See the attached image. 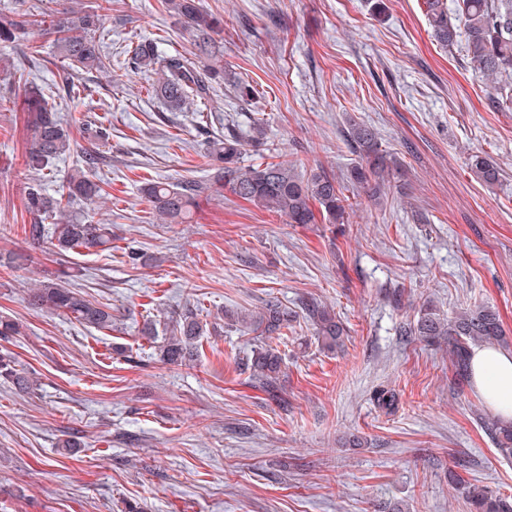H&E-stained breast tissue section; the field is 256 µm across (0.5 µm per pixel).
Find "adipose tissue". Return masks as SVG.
<instances>
[{"label":"adipose tissue","instance_id":"1","mask_svg":"<svg viewBox=\"0 0 512 512\" xmlns=\"http://www.w3.org/2000/svg\"><path fill=\"white\" fill-rule=\"evenodd\" d=\"M471 382L486 405L505 422H512V350L474 347L470 355Z\"/></svg>","mask_w":512,"mask_h":512}]
</instances>
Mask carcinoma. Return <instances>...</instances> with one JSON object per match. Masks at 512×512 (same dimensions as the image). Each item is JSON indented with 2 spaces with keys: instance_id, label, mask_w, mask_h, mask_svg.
Segmentation results:
<instances>
[{
  "instance_id": "carcinoma-1",
  "label": "carcinoma",
  "mask_w": 512,
  "mask_h": 512,
  "mask_svg": "<svg viewBox=\"0 0 512 512\" xmlns=\"http://www.w3.org/2000/svg\"><path fill=\"white\" fill-rule=\"evenodd\" d=\"M429 26L437 42L452 47L458 42L462 19L465 26V50L486 81L494 84L489 95L494 108L512 109V0H457L455 13H450L448 0H424ZM26 0H15L13 7L0 10V45L10 48L21 41L31 26L44 27L55 35L58 57L87 73H112V55L103 49L96 33L102 29L104 7L86 9L72 7L59 11L49 19H35L25 8ZM166 9L178 16L193 45V57L181 54L161 56L148 40L139 41L128 51L127 65L158 75L153 91L167 109L179 111L195 103L211 99L215 86L226 84L241 101L255 97V87L237 72L224 66V44L218 39L224 33V19L198 4V0H164ZM22 111L31 132L26 165L36 172L50 168L60 156L71 152L73 139L61 117L48 105L39 88H30ZM347 142L358 153L361 162L338 177L323 169H305L300 160L242 164L244 142L235 132L207 141L205 158L215 170L214 179L232 194L258 208L273 212L288 224H313L322 218L330 224H343L357 206L360 191L373 178L384 177L386 155L379 146L378 132L363 122H353ZM85 164L75 169L63 182L60 197L51 198L32 187L26 196V209L32 217L29 236L46 249L64 255L76 248H112V225L87 223L81 218L62 213L61 202L91 205L103 197V188L92 176L97 161L94 152L84 155ZM468 167L485 185L499 181L500 168L487 155H470ZM200 191L196 182L171 183L152 181L141 188L164 224H183L195 206ZM53 219L52 225L45 224ZM68 270L48 277L29 289L28 304L36 309L51 310L74 318L94 328L112 327V308L102 305L72 284ZM306 317L323 349L338 352L345 346L346 328L328 306L312 299L303 303ZM294 315L282 303L271 300L257 311L237 314L235 324L256 336L258 344L250 358L251 381L266 392L281 389L282 355L274 341L285 335ZM169 336L160 350L162 360L183 363L194 357L199 339L205 335L204 325L192 313L167 322ZM409 335L431 345L446 344L458 385L469 378V355L474 346L507 344L499 313L495 308L473 305L451 316L441 313L431 303L424 304L410 323ZM0 377L21 391L33 386V380L15 369V359L0 356ZM378 406L390 412L397 399L393 390L375 392ZM483 426L499 454L512 460V423L485 418ZM472 512H512V494L505 495L490 487H473L466 491Z\"/></svg>"
}]
</instances>
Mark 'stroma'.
Here are the masks:
<instances>
[{
  "mask_svg": "<svg viewBox=\"0 0 512 512\" xmlns=\"http://www.w3.org/2000/svg\"><path fill=\"white\" fill-rule=\"evenodd\" d=\"M111 2V74L70 68L40 33L0 69V316L21 325L0 350L35 382L21 392L0 380V512H383L396 501L469 512L452 473L512 494V461L480 422L487 407L456 388L447 349L402 333L431 300L448 315L493 305L512 334V111L489 109L463 46L434 40L423 0H383L378 18L372 0H202L224 18L225 63L258 94L243 103L224 87L170 112L153 73L120 63L144 37L189 54V36L162 0ZM30 80L79 145L41 178L26 166ZM229 117L245 136L266 123V147H247L245 163L274 148L337 175L358 160L350 121L371 124L390 159L385 210L366 198L345 224H287L238 199L203 158ZM87 149L104 158L95 175L108 197L84 214L111 224L112 248L58 257L29 239L26 189L54 192ZM477 150L501 167L495 185L468 170ZM151 181L203 185L189 223L156 220L140 193ZM133 249L156 263L131 265ZM11 252L29 254L25 268L5 264ZM71 265L111 307V329L28 305L29 288ZM273 298L293 310L321 301L349 338L328 354L297 320L271 394L250 378L255 336L228 316ZM188 309L208 324L198 355L161 363L163 336L142 330ZM383 387L394 413L374 400ZM349 433L368 447H341ZM67 437L73 448L60 447Z\"/></svg>",
  "mask_w": 512,
  "mask_h": 512,
  "instance_id": "stroma-1",
  "label": "stroma"
}]
</instances>
